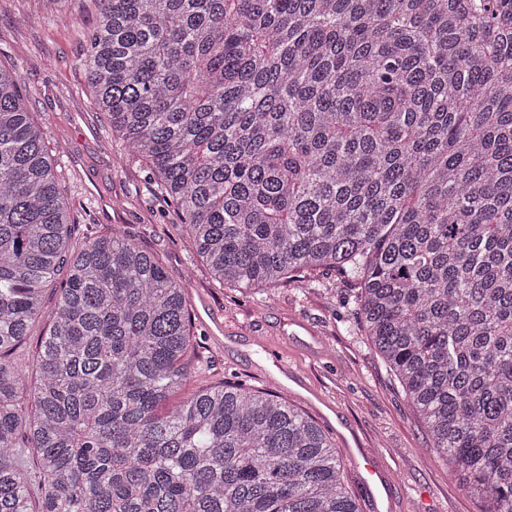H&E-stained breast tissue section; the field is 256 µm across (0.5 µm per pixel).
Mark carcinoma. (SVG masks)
Here are the masks:
<instances>
[{"label":"carcinoma","mask_w":512,"mask_h":512,"mask_svg":"<svg viewBox=\"0 0 512 512\" xmlns=\"http://www.w3.org/2000/svg\"><path fill=\"white\" fill-rule=\"evenodd\" d=\"M82 65L210 276L351 282L440 461L512 512V0H99ZM59 167L0 66V512H362L276 391L160 412L188 281L116 227L71 247Z\"/></svg>","instance_id":"obj_1"}]
</instances>
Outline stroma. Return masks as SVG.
I'll return each instance as SVG.
<instances>
[{
  "mask_svg": "<svg viewBox=\"0 0 512 512\" xmlns=\"http://www.w3.org/2000/svg\"><path fill=\"white\" fill-rule=\"evenodd\" d=\"M43 8L42 0H0V64L16 69L27 110L61 161L73 243L117 227L159 255L171 274L187 278L194 351L182 395L225 380L276 390L285 381L277 364L286 362L310 389L295 406L335 440L362 512H480L359 330L353 286L331 271L312 272L307 288L246 291L213 283L140 162L109 141L107 122L93 107L80 59L83 35L97 22L96 0H57L66 26L37 23ZM217 321L224 325L220 344L209 332ZM373 450L381 467H402L400 484L385 497L367 492L360 479L361 456Z\"/></svg>",
  "mask_w": 512,
  "mask_h": 512,
  "instance_id": "1",
  "label": "stroma"
}]
</instances>
